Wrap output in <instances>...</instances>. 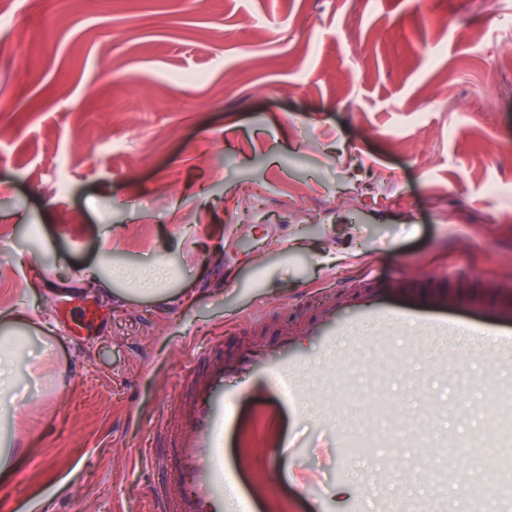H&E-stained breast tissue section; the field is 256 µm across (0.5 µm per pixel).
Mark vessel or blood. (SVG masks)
I'll list each match as a JSON object with an SVG mask.
<instances>
[{"label":"vessel or blood","mask_w":512,"mask_h":512,"mask_svg":"<svg viewBox=\"0 0 512 512\" xmlns=\"http://www.w3.org/2000/svg\"><path fill=\"white\" fill-rule=\"evenodd\" d=\"M487 319L507 325L493 351L473 350L465 359L474 363L512 365V305L499 303L487 308ZM371 324L375 330L373 340L384 361L374 369L372 378L386 384L392 363L398 362L401 351L395 350L392 333L408 329L410 339L425 336H453L458 325L449 321L447 313H421L405 304L386 303L382 294L371 283L358 290L344 293L339 301L316 304L312 316L303 324L306 335L315 337L324 354L335 356L337 340H347L356 334L359 325ZM183 386L181 428L176 438V452L171 467H164L159 454L145 461L151 471L167 469L169 493L167 506L171 512H253L252 497L234 502L225 509V486L221 479L224 471V440L235 424L238 414L235 397L248 390L252 380L271 378L277 383L282 397L299 402L304 393L298 383L297 372L305 356L294 345L292 337L281 336L274 342L252 349L229 359L212 356L209 351L197 352L192 358ZM499 401L494 417L502 422L512 421V381H501L497 387ZM351 434L336 433V399L326 395L323 411L312 424L311 439L293 438L288 445L289 454L299 449L349 448Z\"/></svg>","instance_id":"obj_1"}]
</instances>
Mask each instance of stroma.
<instances>
[{"instance_id":"35a3bbf8","label":"stroma","mask_w":512,"mask_h":512,"mask_svg":"<svg viewBox=\"0 0 512 512\" xmlns=\"http://www.w3.org/2000/svg\"><path fill=\"white\" fill-rule=\"evenodd\" d=\"M0 12V315L26 309L32 358L55 379L50 393L26 376L0 414V439L26 448L0 475V508L152 512L162 485L135 463L170 445L191 351L230 357L288 335L306 354L304 407L255 381L224 449L255 512H376V492L336 487L385 466L402 507L437 484L451 500L512 487L475 449H276L319 412L322 350L299 333L315 298L370 275L390 301L496 343L479 305L512 284V0H0ZM106 254L173 263L184 299L54 292ZM404 366L405 383L447 404L436 431H487L499 371L465 363L436 380L422 352ZM336 387L345 430L389 433L417 411L394 388L393 416H373L362 374ZM303 469L318 488L293 483Z\"/></svg>"}]
</instances>
